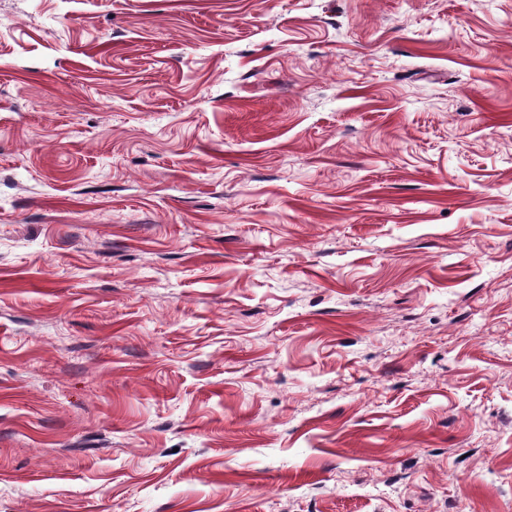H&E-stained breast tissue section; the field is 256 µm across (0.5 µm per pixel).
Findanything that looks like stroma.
<instances>
[{"label":"stroma","mask_w":512,"mask_h":512,"mask_svg":"<svg viewBox=\"0 0 512 512\" xmlns=\"http://www.w3.org/2000/svg\"><path fill=\"white\" fill-rule=\"evenodd\" d=\"M0 512H512V0H0Z\"/></svg>","instance_id":"stroma-1"}]
</instances>
